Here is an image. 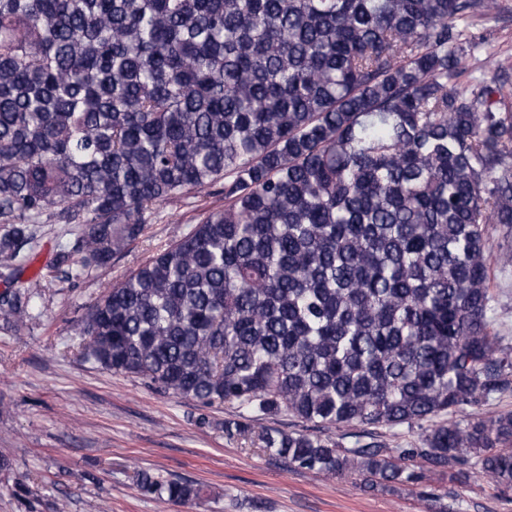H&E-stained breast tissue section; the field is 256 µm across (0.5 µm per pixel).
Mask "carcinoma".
Segmentation results:
<instances>
[{"label":"carcinoma","mask_w":512,"mask_h":512,"mask_svg":"<svg viewBox=\"0 0 512 512\" xmlns=\"http://www.w3.org/2000/svg\"><path fill=\"white\" fill-rule=\"evenodd\" d=\"M499 9L0 0V323L19 330L41 287L18 277L33 225H82L50 268L99 267L157 206L221 185L224 209L90 308L84 359L254 421L428 423L414 448L224 423L297 469L410 486L421 458L511 487L512 412L474 409L512 388L488 288V225L512 234V75L465 79L469 25Z\"/></svg>","instance_id":"1"}]
</instances>
